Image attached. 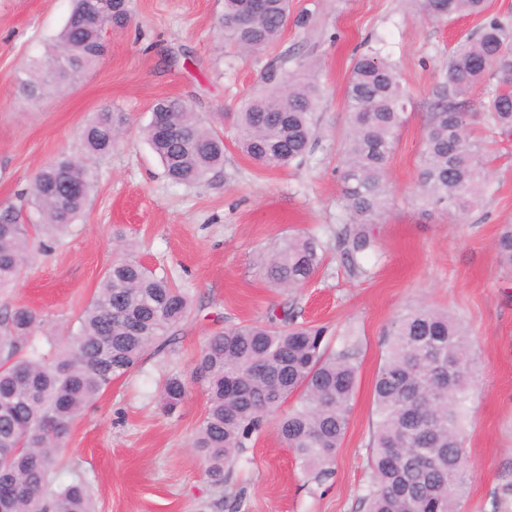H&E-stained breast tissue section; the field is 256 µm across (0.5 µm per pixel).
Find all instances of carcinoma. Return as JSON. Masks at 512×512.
I'll list each match as a JSON object with an SVG mask.
<instances>
[{
  "label": "carcinoma",
  "mask_w": 512,
  "mask_h": 512,
  "mask_svg": "<svg viewBox=\"0 0 512 512\" xmlns=\"http://www.w3.org/2000/svg\"><path fill=\"white\" fill-rule=\"evenodd\" d=\"M96 0H74L42 63L22 82L31 97L49 86L78 80L105 54L100 28L125 27L131 0H116L112 16L94 12ZM435 21L479 15L485 0H421ZM291 17V0H224L217 25L224 39L251 54L267 50ZM314 63L301 61L235 113L239 149L267 169L303 161L317 139L314 112L323 88ZM490 84L479 107L493 133H512V30L503 20L484 21L475 37L460 42L448 59L445 80L427 113L419 193L434 207L460 216L487 194L488 172L480 142L470 131L472 115L457 99ZM349 128L339 167L347 215L338 233L352 272L357 258L375 248L370 225L384 215L388 166L403 123L405 90L390 61L376 51L356 56L346 86ZM169 136L149 124L144 134L176 185L208 184L224 167V137L202 122L179 98H163ZM122 120L98 113L81 133L85 156L46 164L27 191L46 234L67 232L87 206L95 174L85 157L112 153ZM495 249L512 267V224ZM112 262L95 296L78 317V329L47 351L34 336L45 320L25 306L0 315V512H95L88 483L79 475L55 485L57 450L71 425L114 380L149 353L165 351L192 312L185 289L133 257ZM35 254V238L22 211L0 208V288L16 283ZM323 263L316 240L290 236L269 257L270 278L284 288L312 280ZM385 355L374 382L377 420L369 463L373 483L367 512H457L466 486L463 408L476 381L477 362L469 331L446 309H408L387 333ZM359 338L329 341L324 325H308L288 309L265 323L229 324L207 336L193 358L191 380L206 397L191 445L203 455L216 499L201 509L224 508L230 469L288 399L296 404L277 423L282 440L311 480L333 474L336 452L348 429L357 382ZM189 380V381H191ZM180 373L160 383L162 407L175 410L187 398Z\"/></svg>",
  "instance_id": "obj_1"
}]
</instances>
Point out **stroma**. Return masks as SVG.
<instances>
[{
    "instance_id": "1",
    "label": "stroma",
    "mask_w": 512,
    "mask_h": 512,
    "mask_svg": "<svg viewBox=\"0 0 512 512\" xmlns=\"http://www.w3.org/2000/svg\"><path fill=\"white\" fill-rule=\"evenodd\" d=\"M128 27L108 29L102 62L60 93L27 101L23 69L61 30L72 0H0V206L18 205L46 163L75 151L82 128L108 109L124 122L111 156L95 161L96 183L70 233L37 253L0 312L26 305L46 315L39 345L76 331L106 270L116 234L138 245L140 260L174 277L192 314L171 351L145 356L72 424L59 450L68 471L89 482L96 512H198L214 492L191 437L205 396L164 413L155 397L161 375H189L205 336L228 324L261 322L290 308L327 326L332 340L355 331L362 341L350 423L333 476L314 483L277 434L275 421L231 468L245 496L240 512H365L371 481L373 385L383 362V333L421 302L462 319L478 362L466 404L469 478L459 512H512V268L495 240L512 224V137L474 123L484 145L490 191L465 217L446 215L416 195L418 164L433 92L458 42L485 17L512 23V0H486L484 15L435 22L414 0H293V21L263 55L224 44L216 27L224 0H133ZM378 49L408 91L405 122L390 166L384 220L372 227L378 252L363 259L369 276L350 272L336 233L346 218L336 171L348 123L345 86L353 58ZM316 63L328 92L316 114L319 137L299 166L267 170L237 147L240 104L270 64ZM179 97L223 134L224 168L211 184L175 185L142 136L153 104ZM310 235L325 253L317 277L276 287L265 256L282 238Z\"/></svg>"
}]
</instances>
